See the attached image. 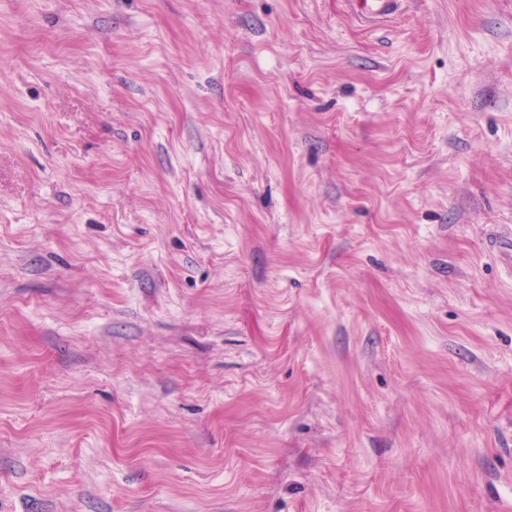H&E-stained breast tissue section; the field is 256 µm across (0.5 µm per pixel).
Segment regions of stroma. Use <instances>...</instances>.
Segmentation results:
<instances>
[{
    "label": "stroma",
    "mask_w": 512,
    "mask_h": 512,
    "mask_svg": "<svg viewBox=\"0 0 512 512\" xmlns=\"http://www.w3.org/2000/svg\"><path fill=\"white\" fill-rule=\"evenodd\" d=\"M0 512H512V0H0ZM400 3L401 0H347L352 15L360 21L390 18L397 13Z\"/></svg>",
    "instance_id": "1"
}]
</instances>
